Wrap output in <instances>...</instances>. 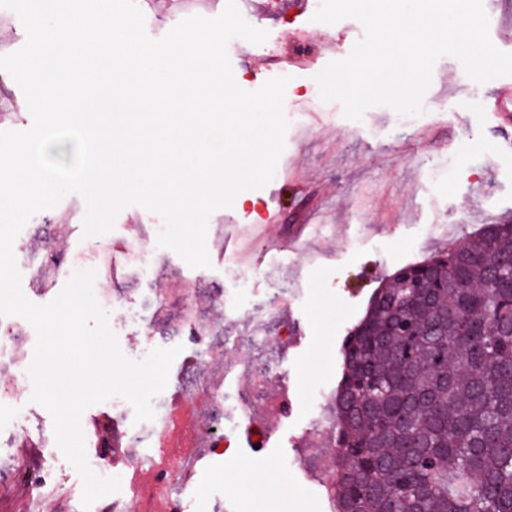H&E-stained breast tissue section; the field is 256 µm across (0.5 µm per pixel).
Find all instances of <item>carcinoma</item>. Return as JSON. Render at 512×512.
Instances as JSON below:
<instances>
[{"instance_id": "carcinoma-1", "label": "carcinoma", "mask_w": 512, "mask_h": 512, "mask_svg": "<svg viewBox=\"0 0 512 512\" xmlns=\"http://www.w3.org/2000/svg\"><path fill=\"white\" fill-rule=\"evenodd\" d=\"M342 356L335 512H512V224L397 270Z\"/></svg>"}]
</instances>
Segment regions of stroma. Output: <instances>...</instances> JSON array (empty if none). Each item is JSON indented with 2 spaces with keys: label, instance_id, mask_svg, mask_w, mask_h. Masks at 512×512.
<instances>
[{
  "label": "stroma",
  "instance_id": "stroma-1",
  "mask_svg": "<svg viewBox=\"0 0 512 512\" xmlns=\"http://www.w3.org/2000/svg\"><path fill=\"white\" fill-rule=\"evenodd\" d=\"M296 0H249L253 27L267 39L253 44L235 37L226 51L236 83L258 90L267 80L288 77L285 112L305 114L306 126L288 129L283 159L287 174L274 175L250 190L253 202L220 208L207 225L210 267L192 268L163 249L159 275L126 286L142 326L110 312L109 325L122 352L133 360L153 349L181 346L166 393L189 391L205 377L219 379L220 391L245 390L259 419L278 428L266 444L261 467L250 450L235 442L231 455L206 449L189 484L181 482L180 456L155 447H134L133 405L115 410L105 401L82 414L87 460L120 477L117 496L96 500L94 512H154L155 501L130 487L137 461L165 462L175 498L187 512H333L324 484L334 469L331 398L342 371L341 347L363 317L373 293L398 269L427 259L480 233L484 225L512 223V121L494 106L502 78L480 84L450 55L437 59L424 96V111L402 116L373 106L360 120L346 119L343 106L320 97L315 70L291 63L292 37L304 32L305 46L320 65L346 58L365 35L346 18L314 21L313 9L296 10ZM226 0H145V29L153 38L184 18L219 16ZM276 207L281 221L264 233L252 228L261 210ZM85 200L66 195L54 208L33 215L20 232L28 248L48 244L61 253L91 247L83 235ZM327 230L310 248L298 250L289 235L307 220ZM159 214L132 205L116 217L113 243L140 242ZM246 242L250 266L239 270L234 254ZM197 288L195 303L212 331H243L250 314L277 307V322L291 339L257 347L259 357L286 372L299 394L278 412V379L252 372L223 374L224 357L189 337L181 318L185 287ZM17 338L11 356L0 358V380L10 400L0 406V512H82V480L56 445L50 413L31 402L27 369L36 333L29 322L9 318ZM273 470L271 484L260 483Z\"/></svg>",
  "mask_w": 512,
  "mask_h": 512
}]
</instances>
